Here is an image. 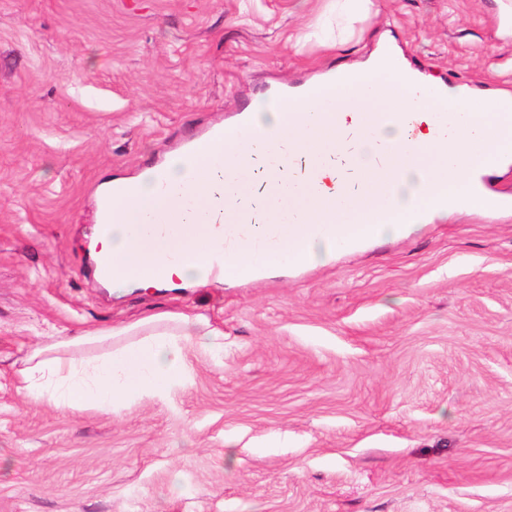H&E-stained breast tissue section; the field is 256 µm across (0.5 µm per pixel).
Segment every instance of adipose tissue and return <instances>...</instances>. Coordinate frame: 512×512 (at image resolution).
I'll list each match as a JSON object with an SVG mask.
<instances>
[{
	"label": "adipose tissue",
	"mask_w": 512,
	"mask_h": 512,
	"mask_svg": "<svg viewBox=\"0 0 512 512\" xmlns=\"http://www.w3.org/2000/svg\"><path fill=\"white\" fill-rule=\"evenodd\" d=\"M195 339L205 350H224V334L198 315L158 313L136 322L95 329L80 336L49 334L21 372V389L33 402L56 409L93 405L102 409L183 385L188 368L183 342ZM104 347L93 357H75L84 347Z\"/></svg>",
	"instance_id": "adipose-tissue-1"
}]
</instances>
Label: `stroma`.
<instances>
[{"label":"stroma","instance_id":"1","mask_svg":"<svg viewBox=\"0 0 512 512\" xmlns=\"http://www.w3.org/2000/svg\"><path fill=\"white\" fill-rule=\"evenodd\" d=\"M512 91L498 0H0V512H512V210L235 286L111 288L97 195L379 49ZM186 384L113 412L29 402L48 332L161 313Z\"/></svg>","mask_w":512,"mask_h":512}]
</instances>
